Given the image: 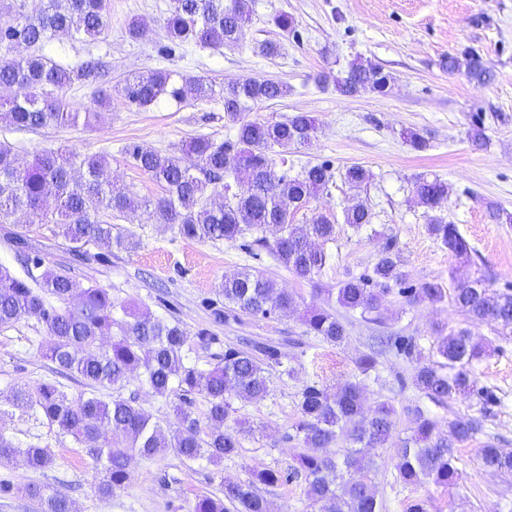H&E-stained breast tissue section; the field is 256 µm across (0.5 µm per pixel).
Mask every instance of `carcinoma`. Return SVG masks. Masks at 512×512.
<instances>
[{
    "instance_id": "obj_1",
    "label": "carcinoma",
    "mask_w": 512,
    "mask_h": 512,
    "mask_svg": "<svg viewBox=\"0 0 512 512\" xmlns=\"http://www.w3.org/2000/svg\"><path fill=\"white\" fill-rule=\"evenodd\" d=\"M24 2L0 0V88L23 90L19 96L0 100V118L19 131L73 125L80 113L66 111L54 92L76 82L96 81L108 73L109 65L92 57L64 67L43 49L59 35L78 41L101 36L107 24V0H46L35 16L23 12ZM250 21L249 0H232L229 6L224 0H172L164 20L166 49L233 46ZM20 47L29 53H15ZM462 65L473 81L485 83L493 77L478 54H466L463 63L448 57V71ZM390 80L382 65L358 57L350 62L346 76L336 80V89L347 96L366 89L385 95ZM290 92L283 82L252 78L231 80L217 91L203 79L185 78L166 69L129 77L119 93L141 108L163 99L177 103L189 98L221 101L235 137L221 143L196 137L178 154L138 146L128 150L135 166L164 188L165 194L156 199H138L112 181L104 155L83 158L79 164L82 172L76 174L74 162L55 151H45L21 166L13 147L0 141V215L54 224L76 252L93 244L110 253L114 248L131 251L139 244L132 231L115 230L112 214L132 224L143 209L154 223L175 229L186 239L235 243L250 236L297 277L311 280L330 259L314 241L334 239L335 221L320 213L312 214L303 224H294L289 217L326 190L333 174L326 163L304 166L294 176L280 173L270 152L276 147L286 152L311 141L317 132L316 121L305 112L275 122L243 117L252 107ZM370 178L361 165H351L344 173L345 181L358 190ZM48 188L54 192L52 207L44 204ZM413 191L420 204L433 212L428 222L430 234L455 255H468V243L457 225L436 215L448 201L450 185L437 177L418 176ZM372 219L371 208L362 199L343 211V223L355 231ZM272 224L278 226L279 233L269 244L260 233ZM405 280L396 241L390 238L372 273L346 280L336 288V303L360 311L368 322L380 323L383 301L397 286L411 303H437L449 296L471 320L512 329V293L497 291L480 276L457 281L448 290L435 280L404 288ZM222 294L224 305L211 308L215 323L236 320L241 313L286 315L296 307L291 294L248 268L224 276ZM114 310L107 290L91 286L78 292L63 268L46 269L32 285L0 265V326L23 317L36 319L49 336V342L40 345L41 357L57 370L78 376L88 388L74 398L55 384L43 382L18 391L17 402L38 411L58 433L88 445L89 454L103 463L104 476L98 485L103 495L123 485L129 460L136 455L152 457L171 448L186 461L205 458L213 464L237 455L246 429L236 418L234 401L251 402L269 394V368L282 364L280 349L264 342L243 348L226 346L220 361L204 370L185 362L189 336L179 323L164 321L147 310L129 311L126 319L119 321ZM303 323L308 333L326 343L337 346L347 339L346 326L338 315L321 305L307 308ZM381 344L408 356L414 352L412 342L400 336H388ZM488 348L468 329H452L437 337L432 359L417 362L413 385L441 404L469 391L474 386L471 366ZM134 372L161 397L175 393L185 401L190 394L203 393L208 402L207 425L201 426L180 404L175 406V422L165 429L134 400L117 395L107 401L99 396L102 389L121 388ZM297 406L300 420L295 438L301 448L297 467L289 476L303 474L312 512H383L371 473L378 449L392 445L401 482L452 486L460 476L457 445L477 430L474 420L457 417L448 422V435L443 436L437 422L418 409L411 433L397 439L394 406L377 400L367 407L361 385L353 381L334 391L304 384L298 391ZM230 420L232 427L227 425ZM340 441L346 447L334 448ZM24 457L36 469L52 463L50 452L36 446L26 449ZM481 462L486 469L512 473L511 450L487 445L481 449ZM280 480L275 471L262 470L252 480L226 482L223 497L203 495L193 512H229L230 505L237 512H271L269 501L254 491L255 482L274 486ZM23 492L38 501L41 512H74L60 493L47 494L35 485L26 486Z\"/></svg>"
}]
</instances>
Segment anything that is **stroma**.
Instances as JSON below:
<instances>
[{"label": "stroma", "instance_id": "stroma-1", "mask_svg": "<svg viewBox=\"0 0 512 512\" xmlns=\"http://www.w3.org/2000/svg\"><path fill=\"white\" fill-rule=\"evenodd\" d=\"M170 5L171 0H108L107 27L94 43L55 38L44 52L56 62L73 65L93 55L111 66L104 83H76L61 91L68 109L82 113L91 108L104 84L114 90L111 107L88 124L19 131L0 122V141L12 144L23 164L51 149L79 159L107 156L118 184L137 196L156 198L163 193L161 186L133 166L124 152L127 145L174 152L198 136L223 142L234 130L218 104L190 100L142 109L126 103L119 94L124 79L163 68L204 78L218 88L239 77L286 82L292 88L287 97L259 105L248 117L279 121L306 112L315 118V138L276 155L275 162L277 171L292 175L309 163L330 164L333 179L327 190L294 218L302 224L314 213L338 217L335 239L323 245L330 263L314 280H302L267 248L188 240L153 223L145 212L131 226L140 240L136 249L101 257L89 245L80 260L55 225L26 226L16 217L0 216V265L26 277L11 239L19 231L42 268L67 269L79 289H106L118 305L115 317H122L123 306L137 305L179 321L191 332L210 328L217 338L211 347H186L188 362L199 368L213 367L226 346L244 338L276 345L284 354L281 365L270 371L269 395L240 406L252 433L244 438L238 455L217 465L204 459L183 460L171 449L150 458L136 457L123 486L105 496L98 491L100 474L85 445L59 434L13 401L17 390L43 382L76 396L85 390L82 380L57 373L40 357L36 345L46 342L47 335L35 319L24 317L0 327V434L18 449L37 446L53 456L44 469L28 467L20 456L0 467V482L11 486L9 493H0V512H40L37 502L22 492L29 484L49 494L67 495L75 512H191L199 496H221L223 482L246 480L251 471L270 468L290 474L298 452L292 436L300 418V387L315 383L333 388L348 380L359 382L369 401L382 397L393 403L402 436L409 434L417 408L444 422L465 416L481 423L473 438L457 447L462 476L454 486L403 485L394 449H382L373 486L383 512H407L416 501L423 502L427 512H512V474L486 470L480 460L481 448L489 443L512 450V333L501 334L490 322L469 323L452 302L411 304L395 293L387 296L379 325L338 309L348 330V339L340 346L307 333L302 322L318 290L371 272L389 236L397 241L407 285L482 274L492 288L512 290V224L495 223L484 206L491 200L512 212V0H251L252 21L235 46L219 53L191 45L165 57L159 48L165 42L162 25ZM282 12L294 17L296 35L274 25V16ZM134 17L149 28L144 40L126 35V24ZM267 41L279 44L277 56L260 53V44ZM470 51L480 54L492 69L490 83L445 69L447 57ZM357 57L380 63L391 75L388 94L366 90L347 97L337 92L335 78L343 76L348 62ZM322 72L331 76L323 85L316 81ZM478 115L487 135L480 149L467 138ZM406 129L419 132L428 148L415 150L402 137ZM353 164L371 173L360 193L343 178L345 168ZM419 176H436L450 184L443 215L467 240L468 257L455 256L428 233L426 210L412 188ZM359 195L374 218L356 233L341 217ZM245 267L263 272L293 294L295 310L285 316L213 323L210 306L224 301L225 275ZM465 326L476 340L491 343L492 350L472 365L473 392L458 395L447 405L435 404L413 386L415 358L387 353L368 371L357 364L378 336L405 337L425 353L438 328ZM305 487L303 478L291 477L272 487L256 484L255 490L267 498L273 512H310Z\"/></svg>", "mask_w": 512, "mask_h": 512}]
</instances>
